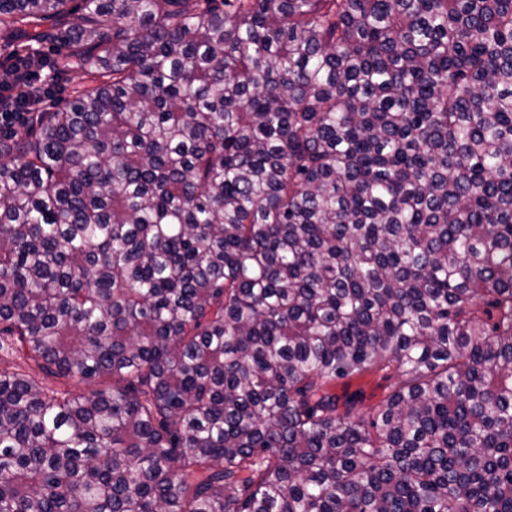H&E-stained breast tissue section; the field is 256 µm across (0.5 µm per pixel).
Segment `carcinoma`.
Instances as JSON below:
<instances>
[{
  "label": "carcinoma",
  "mask_w": 512,
  "mask_h": 512,
  "mask_svg": "<svg viewBox=\"0 0 512 512\" xmlns=\"http://www.w3.org/2000/svg\"><path fill=\"white\" fill-rule=\"evenodd\" d=\"M46 42L0 351L95 389L0 371V512H512V0H0ZM388 375H394V373L373 371L358 377L338 380L332 392L340 398V404L348 396L358 392L363 399L361 407H373L386 397L389 386L394 382V377L386 379Z\"/></svg>",
  "instance_id": "carcinoma-1"
}]
</instances>
